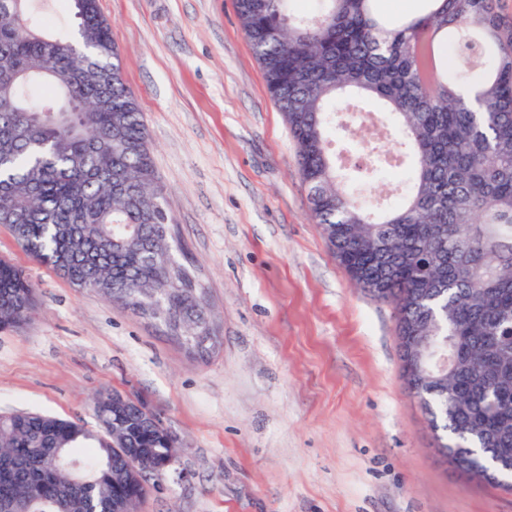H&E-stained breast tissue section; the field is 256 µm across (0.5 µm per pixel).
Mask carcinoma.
<instances>
[{
    "label": "carcinoma",
    "instance_id": "obj_1",
    "mask_svg": "<svg viewBox=\"0 0 512 512\" xmlns=\"http://www.w3.org/2000/svg\"><path fill=\"white\" fill-rule=\"evenodd\" d=\"M67 2L81 18L64 36L37 23L39 0H0V224L35 261L142 318L155 313L143 298L161 292L158 328L205 359L219 342L207 288L188 256L169 263L175 231L110 25L98 0ZM299 2L235 9L311 215L351 279L394 306L406 344L454 351L446 375L403 371L452 435L448 450L512 449V21L497 0H424L400 20L376 0H318L310 13ZM349 98L378 102L398 133L371 148L368 177L390 172L401 189L375 206L332 153ZM35 308L29 279L0 259V329ZM94 412L113 429L0 415V512H137L166 472L167 437L103 393Z\"/></svg>",
    "mask_w": 512,
    "mask_h": 512
}]
</instances>
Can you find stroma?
I'll return each instance as SVG.
<instances>
[{
    "label": "stroma",
    "mask_w": 512,
    "mask_h": 512,
    "mask_svg": "<svg viewBox=\"0 0 512 512\" xmlns=\"http://www.w3.org/2000/svg\"><path fill=\"white\" fill-rule=\"evenodd\" d=\"M99 8L220 347L189 357L33 261L0 224V259L37 297L29 321L0 330V415L78 417L94 430L100 392L159 414L179 455L139 512H512V490L443 454L449 434L406 389L392 305L350 280L313 222L234 0Z\"/></svg>",
    "instance_id": "stroma-1"
}]
</instances>
